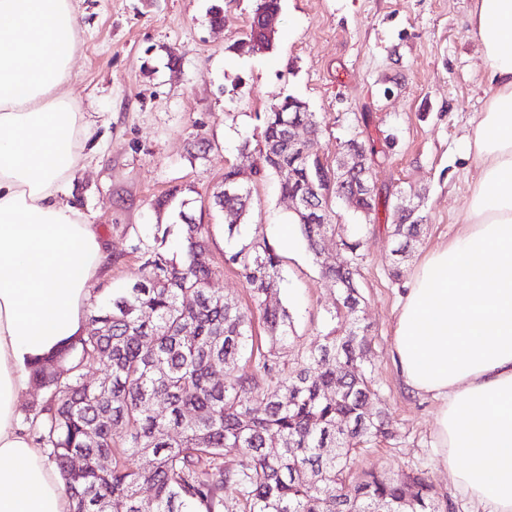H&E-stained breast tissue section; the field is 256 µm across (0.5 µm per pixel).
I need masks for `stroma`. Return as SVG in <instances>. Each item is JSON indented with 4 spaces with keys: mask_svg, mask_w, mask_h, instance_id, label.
Masks as SVG:
<instances>
[{
    "mask_svg": "<svg viewBox=\"0 0 512 512\" xmlns=\"http://www.w3.org/2000/svg\"><path fill=\"white\" fill-rule=\"evenodd\" d=\"M224 25L211 22L216 3ZM470 0H280V24L266 52L240 53L253 0H74L82 47L70 93L95 124L99 147L71 187L72 201L102 231L107 273L92 298L140 275L135 239L152 244L171 225L169 251H180L181 215L210 225L219 269L212 286L241 305L246 284L224 262L230 244L212 205L226 166L244 140H257L264 112L286 96L307 102L322 126L315 149L335 164L343 142L394 135L374 168L382 191L424 198L427 224L403 273L448 241L469 205L473 177L467 139L484 108V62L467 21ZM249 230L278 245L280 295L293 327L280 356L294 364L325 330L336 288L323 278L300 233L280 245L277 227L293 211L275 177L252 187ZM359 284L372 338L368 369L390 412L393 437L364 447L356 471H427L454 512H473L439 464L433 424L437 403L408 393L390 348L403 281L390 276L391 218L379 210L360 230Z\"/></svg>",
    "mask_w": 512,
    "mask_h": 512,
    "instance_id": "obj_1",
    "label": "stroma"
}]
</instances>
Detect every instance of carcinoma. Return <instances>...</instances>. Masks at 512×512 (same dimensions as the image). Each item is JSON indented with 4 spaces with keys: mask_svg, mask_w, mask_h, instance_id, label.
I'll list each match as a JSON object with an SVG mask.
<instances>
[{
    "mask_svg": "<svg viewBox=\"0 0 512 512\" xmlns=\"http://www.w3.org/2000/svg\"><path fill=\"white\" fill-rule=\"evenodd\" d=\"M296 102L287 96L272 105L256 146H241L250 177L239 178L238 164L224 169V181H240L239 194L221 204L219 192L212 195L214 208L235 218L227 229L238 241L225 262L249 286L252 306L210 288L217 269L209 227L182 211L180 253L136 239L132 250L145 257L140 278L94 306L91 330L30 366L42 397L25 418L26 433L59 474L70 512H450L422 470H352L353 454L393 432L365 367L371 338L356 279L363 242L335 222L330 203L323 224L295 217L322 275L336 284L328 328L297 366L280 360L291 315L274 246L241 231L251 183L273 174L286 197L303 180L367 223L384 205L397 239L395 277L427 223L423 204H409L403 190L341 197L336 168L288 155L286 109ZM349 144L372 170L375 142ZM327 239L336 243L337 263L322 259ZM256 312L267 333L257 352ZM101 368L104 377H88ZM226 448L237 449L227 465ZM102 456L106 468L97 465ZM76 458L85 467L74 468Z\"/></svg>",
    "mask_w": 512,
    "mask_h": 512,
    "instance_id": "cac0c4a2",
    "label": "carcinoma"
}]
</instances>
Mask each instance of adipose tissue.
Listing matches in <instances>:
<instances>
[{
  "mask_svg": "<svg viewBox=\"0 0 512 512\" xmlns=\"http://www.w3.org/2000/svg\"><path fill=\"white\" fill-rule=\"evenodd\" d=\"M470 32L487 86L470 202L456 236L415 263L391 355L407 391L438 403L454 490L474 512H512V0H472ZM80 48L73 0H0V512H69L18 405L28 366L85 332L108 260L69 199L98 148L68 91Z\"/></svg>",
  "mask_w": 512,
  "mask_h": 512,
  "instance_id": "adipose-tissue-1",
  "label": "adipose tissue"
}]
</instances>
